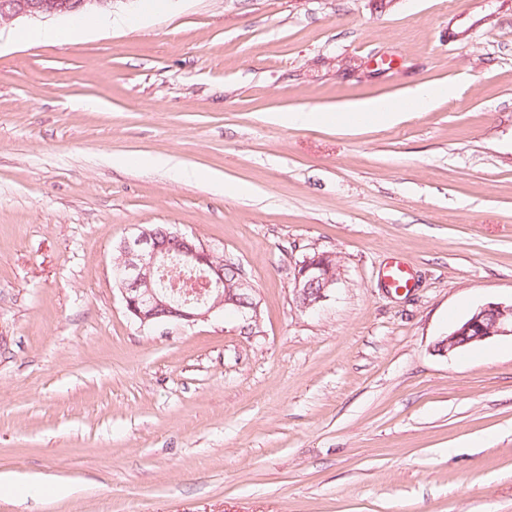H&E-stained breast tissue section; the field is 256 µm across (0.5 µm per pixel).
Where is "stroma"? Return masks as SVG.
<instances>
[{"mask_svg":"<svg viewBox=\"0 0 512 512\" xmlns=\"http://www.w3.org/2000/svg\"><path fill=\"white\" fill-rule=\"evenodd\" d=\"M111 12L137 23L29 45L0 22V473L71 489L0 512H512V338L435 349L512 303V0ZM421 83L457 94L394 124L279 120ZM137 224L238 264L258 322L140 327L111 276ZM317 252L343 281L303 312ZM342 278L343 265L337 254L306 255L295 268L293 292L297 307L304 312L314 309L336 290Z\"/></svg>","mask_w":512,"mask_h":512,"instance_id":"35a3bbf8","label":"stroma"}]
</instances>
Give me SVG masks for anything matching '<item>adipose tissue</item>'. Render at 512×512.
Listing matches in <instances>:
<instances>
[{
	"mask_svg": "<svg viewBox=\"0 0 512 512\" xmlns=\"http://www.w3.org/2000/svg\"><path fill=\"white\" fill-rule=\"evenodd\" d=\"M451 92V86L424 83L412 90L407 96L405 104L402 105L383 98L367 99L346 103L339 109L330 112L289 110L281 115L280 120L291 128H302L315 124L360 128L377 121L396 120L407 110L422 111L436 100L450 95Z\"/></svg>",
	"mask_w": 512,
	"mask_h": 512,
	"instance_id": "obj_1",
	"label": "adipose tissue"
}]
</instances>
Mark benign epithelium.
Here are the masks:
<instances>
[{"label":"benign epithelium","mask_w":512,"mask_h":512,"mask_svg":"<svg viewBox=\"0 0 512 512\" xmlns=\"http://www.w3.org/2000/svg\"><path fill=\"white\" fill-rule=\"evenodd\" d=\"M112 6V0H0V21L42 19L85 13ZM165 239L143 225L119 243L112 264V279L121 293L128 315L141 327L173 322L193 326L213 314L233 308L248 320L259 319L257 304L251 298L250 283L240 278L236 284L224 279V260L202 240L168 229ZM172 264L191 267L202 273L204 294L193 301L180 302L166 285L162 273ZM343 265L335 253L306 256L295 268L294 299L306 312L326 300L342 282ZM498 336L512 337V304L487 303L448 336L439 340L437 351L449 353L458 348Z\"/></svg>","instance_id":"benign-epithelium-1"}]
</instances>
